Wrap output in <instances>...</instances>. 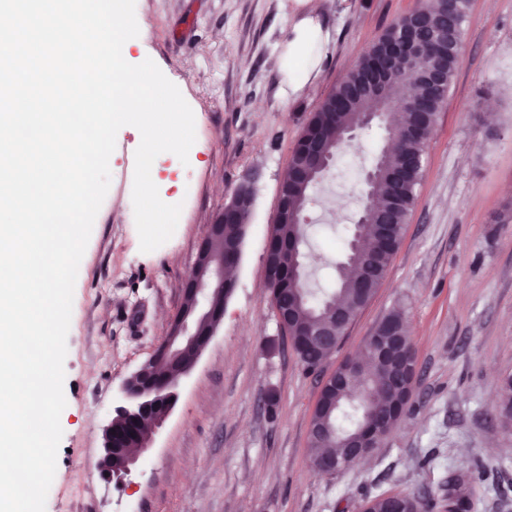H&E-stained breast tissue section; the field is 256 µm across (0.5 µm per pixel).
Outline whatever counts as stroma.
Masks as SVG:
<instances>
[{
  "label": "stroma",
  "mask_w": 512,
  "mask_h": 512,
  "mask_svg": "<svg viewBox=\"0 0 512 512\" xmlns=\"http://www.w3.org/2000/svg\"><path fill=\"white\" fill-rule=\"evenodd\" d=\"M417 0H322L330 40L317 74L287 95L281 55L298 0H136L142 37L128 63L153 60L195 116L188 163L154 161L161 199L181 204L173 236L144 253L132 203L141 135L122 127L111 184L74 287L64 361L66 407L46 512H360L381 494L426 499L427 512H512V0H472L460 63L429 140L402 243L369 304L320 370L304 369L265 288L264 253L280 185L306 117ZM384 141L373 128L338 153L305 211L306 265L328 285L363 208L362 178ZM254 203L224 317L175 390L172 410L122 479L106 475L103 430L123 385L155 353L184 304V283L213 217L235 188ZM402 311L417 378L402 421L367 464L335 474L308 455L321 387Z\"/></svg>",
  "instance_id": "obj_1"
}]
</instances>
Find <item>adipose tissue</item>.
I'll use <instances>...</instances> for the list:
<instances>
[{"label":"adipose tissue","mask_w":512,"mask_h":512,"mask_svg":"<svg viewBox=\"0 0 512 512\" xmlns=\"http://www.w3.org/2000/svg\"><path fill=\"white\" fill-rule=\"evenodd\" d=\"M306 8L305 14L292 26L288 40V91L297 93L312 77L313 68H301L299 62L306 57L310 49L324 46L329 41V33L325 31L320 19L319 0H299Z\"/></svg>","instance_id":"ef3b65f1"}]
</instances>
